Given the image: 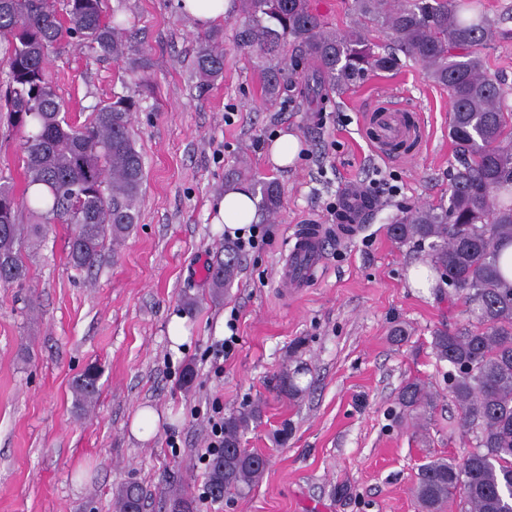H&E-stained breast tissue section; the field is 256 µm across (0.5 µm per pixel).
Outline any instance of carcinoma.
<instances>
[{"label": "carcinoma", "instance_id": "obj_1", "mask_svg": "<svg viewBox=\"0 0 512 512\" xmlns=\"http://www.w3.org/2000/svg\"><path fill=\"white\" fill-rule=\"evenodd\" d=\"M243 17L239 43L276 55L290 40L299 60L312 69L310 91H342L379 71L394 68L365 29L383 30L394 49L419 63L451 98L450 136L458 161L448 206L416 207L390 229L393 238L420 247L449 288L468 304L467 323L434 331L431 348L448 363V390L474 435V449L461 459L422 465L412 494L421 512H443L462 495L467 512H512V282L499 267L500 247L512 241V109L487 73L483 49L499 35L480 0H351L352 26L338 31L311 7V0H236ZM126 21L106 19L103 0H0V63L8 64V129L19 136L24 188L0 182V283L27 280L24 244L41 242L53 224L70 226L68 263L78 273L98 264L106 237L123 238L138 223L145 181L142 156L131 134L137 108L131 96L115 95L99 105L91 121L76 125L63 113L46 64L49 53L76 41L102 59L122 60L132 51ZM145 54L131 60L133 77L151 79ZM198 88L208 89L224 73V46L216 33L198 38ZM285 72L270 66L265 93L280 92ZM263 210L283 204L280 185L257 181ZM25 210L33 224L17 223ZM240 270V255L224 248L212 264L217 289ZM99 370L87 367L72 382L80 408L97 398ZM399 405L425 414L433 397L424 383L409 380ZM257 408L224 420V450L210 462L208 487L219 498L242 495L258 481L262 455L242 446ZM135 483L121 487L117 512H144Z\"/></svg>", "mask_w": 512, "mask_h": 512}]
</instances>
